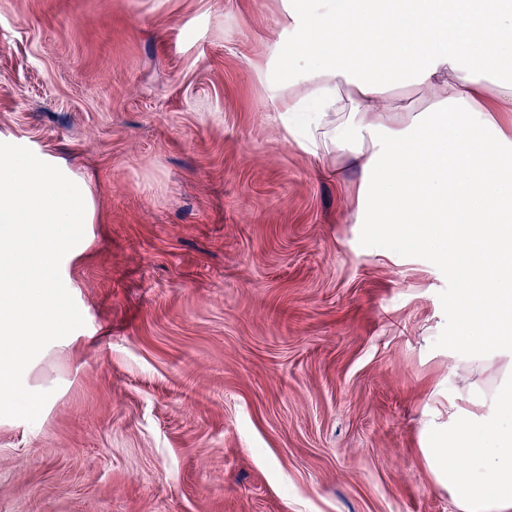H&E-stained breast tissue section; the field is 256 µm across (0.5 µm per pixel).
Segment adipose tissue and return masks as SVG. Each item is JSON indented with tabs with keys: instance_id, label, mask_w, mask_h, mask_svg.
<instances>
[{
	"instance_id": "obj_1",
	"label": "adipose tissue",
	"mask_w": 512,
	"mask_h": 512,
	"mask_svg": "<svg viewBox=\"0 0 512 512\" xmlns=\"http://www.w3.org/2000/svg\"><path fill=\"white\" fill-rule=\"evenodd\" d=\"M267 92L306 154L358 168L354 217L431 242L466 286L467 360L497 365L488 412L457 411L427 460L458 512H512V0H281ZM66 155L0 133V421L72 345V262L97 223ZM470 461L462 469V461Z\"/></svg>"
}]
</instances>
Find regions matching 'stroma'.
<instances>
[{"mask_svg":"<svg viewBox=\"0 0 512 512\" xmlns=\"http://www.w3.org/2000/svg\"><path fill=\"white\" fill-rule=\"evenodd\" d=\"M280 0H0V132L74 156L102 217L82 304L0 423V512H458L430 428L463 287L353 223L360 172L287 138Z\"/></svg>","mask_w":512,"mask_h":512,"instance_id":"1","label":"stroma"}]
</instances>
